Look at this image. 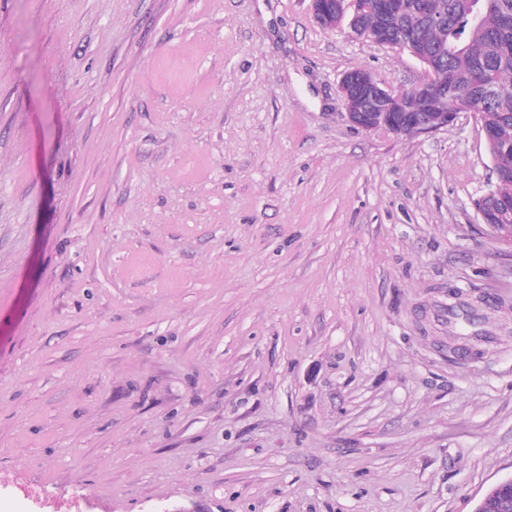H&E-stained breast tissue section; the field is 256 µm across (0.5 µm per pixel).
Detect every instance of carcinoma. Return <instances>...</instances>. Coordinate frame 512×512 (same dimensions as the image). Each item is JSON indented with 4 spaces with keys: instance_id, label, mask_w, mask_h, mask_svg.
<instances>
[{
    "instance_id": "obj_1",
    "label": "carcinoma",
    "mask_w": 512,
    "mask_h": 512,
    "mask_svg": "<svg viewBox=\"0 0 512 512\" xmlns=\"http://www.w3.org/2000/svg\"><path fill=\"white\" fill-rule=\"evenodd\" d=\"M482 21L473 27L468 21L470 0H432L430 8L448 16V24H438L424 14L412 13L408 22L414 43L439 54L438 64L452 79L439 111L465 112L467 105H482L481 121L494 129L496 140L490 150L500 160L499 169L507 177L498 183L501 193L512 198V0H480ZM366 26L372 32L387 30L391 46H401L396 21L385 13L369 9ZM511 148L507 155L502 149ZM448 326L458 329L460 336L469 334L478 317L464 304L448 306Z\"/></svg>"
}]
</instances>
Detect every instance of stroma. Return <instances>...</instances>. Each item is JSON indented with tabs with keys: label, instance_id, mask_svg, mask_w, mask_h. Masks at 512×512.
<instances>
[{
	"label": "stroma",
	"instance_id": "stroma-1",
	"mask_svg": "<svg viewBox=\"0 0 512 512\" xmlns=\"http://www.w3.org/2000/svg\"><path fill=\"white\" fill-rule=\"evenodd\" d=\"M356 68L424 75L309 0H0V512H473L512 476L479 118L355 127ZM455 308H458L460 312H463L465 318L463 316H460V313H457V310ZM466 308V309H465ZM448 315L450 316L448 318V327H454L455 329H458L459 332L457 333L458 336H465V337H471L475 338L477 340H481L483 336H480L479 333H473L472 336H469L468 333L473 327L476 326L477 320L479 319L474 313V310L464 304L458 303L456 305H449L448 306ZM453 319V321L451 320ZM462 319V320H461Z\"/></svg>",
	"mask_w": 512,
	"mask_h": 512
}]
</instances>
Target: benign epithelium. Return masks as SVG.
Listing matches in <instances>:
<instances>
[{
  "label": "benign epithelium",
  "mask_w": 512,
  "mask_h": 512,
  "mask_svg": "<svg viewBox=\"0 0 512 512\" xmlns=\"http://www.w3.org/2000/svg\"><path fill=\"white\" fill-rule=\"evenodd\" d=\"M314 19L323 27H330L338 17L350 16L349 28L360 39L379 43V35L362 34L361 15L358 0H311ZM424 66L423 78L411 88L416 98L413 108L406 104V91L393 90L372 78L365 69H355L345 73L340 82V94L348 120L365 130L385 129L397 135L430 131L444 128L456 118L453 112H442L433 120L424 117L448 99L451 80L448 75L436 72L431 57L413 53ZM481 199L489 202L486 210L477 209L484 224L496 219L498 223L489 228L502 240L512 241V200L487 191ZM474 512H512V477L489 487L478 501Z\"/></svg>",
  "instance_id": "obj_1"
}]
</instances>
